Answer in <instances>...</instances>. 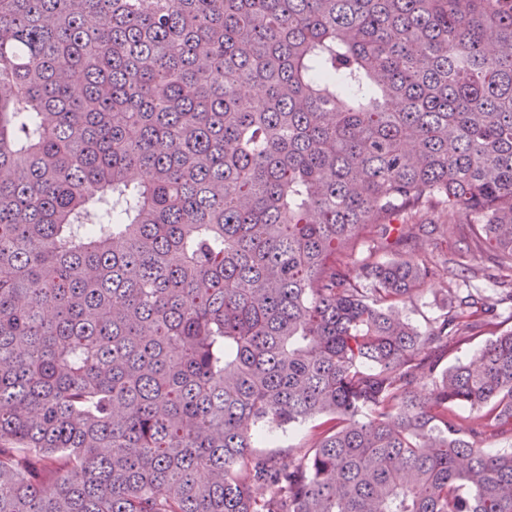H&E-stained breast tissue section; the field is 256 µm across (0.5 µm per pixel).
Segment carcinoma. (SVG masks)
<instances>
[{
	"label": "carcinoma",
	"mask_w": 512,
	"mask_h": 512,
	"mask_svg": "<svg viewBox=\"0 0 512 512\" xmlns=\"http://www.w3.org/2000/svg\"><path fill=\"white\" fill-rule=\"evenodd\" d=\"M510 309L512 0H0V512H512ZM427 288L414 304L406 305L404 311L409 320L416 326L424 328L429 320L441 313L443 304L447 302L445 289L438 281L427 284ZM506 316L507 314H505L504 317L506 318ZM504 317L493 320V324L490 327H487L482 336L467 340L456 348L450 350L448 352V365L457 362H467L474 355L477 349L485 342V340L491 338L492 334H496L502 330L511 329L512 320L509 318L504 319ZM322 420H314L303 424L281 429H273L272 433L263 440L257 452L284 457L288 454V448H299L307 445L311 436L315 432L314 425H318Z\"/></svg>",
	"instance_id": "carcinoma-1"
}]
</instances>
